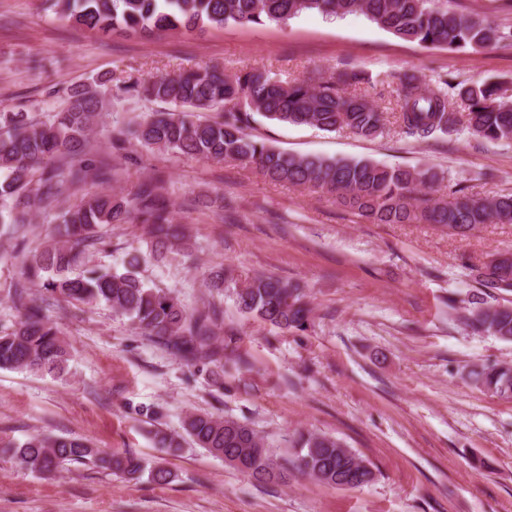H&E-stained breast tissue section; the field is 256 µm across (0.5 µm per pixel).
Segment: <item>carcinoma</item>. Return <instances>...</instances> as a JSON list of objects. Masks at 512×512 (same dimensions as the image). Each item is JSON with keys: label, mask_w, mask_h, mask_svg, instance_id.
Wrapping results in <instances>:
<instances>
[{"label": "carcinoma", "mask_w": 512, "mask_h": 512, "mask_svg": "<svg viewBox=\"0 0 512 512\" xmlns=\"http://www.w3.org/2000/svg\"><path fill=\"white\" fill-rule=\"evenodd\" d=\"M55 13L98 34L222 29L227 24L286 23L306 12L336 17L360 12L394 36L425 47L494 48L512 40V30L448 8V0H47ZM364 77L343 70L318 82H282L253 67L226 75L217 67L128 79L118 87L125 99L159 101L176 112L158 111L102 144L94 138L110 103L97 79L68 89L61 108L44 120L28 112H0V236L23 241L33 217L54 206V234L24 265L9 287L19 319L0 332V370H25L62 377L70 348L45 302L105 305L127 317L135 329L164 346L187 365L205 372L224 390V359L235 353L234 335L224 334V310L213 304L188 311L163 288L147 286L140 260L163 262L172 254L189 256L193 244L175 223L173 204L163 195L165 174L157 170L137 182L129 195L101 191L68 203L71 190L112 180V151L125 143L154 152H176L198 160L253 165L266 179L336 196V201L376 224H436L466 235L482 224H512V195L477 196L461 187L452 200L428 190L444 175L432 168H388L369 159H333L284 153L247 133L253 114L281 124L309 125L324 131L348 129L364 138L384 133L385 112L350 91ZM218 109L221 119L202 121L194 113ZM395 123L419 139L436 138L465 126L468 134L491 142L512 141V101L490 80L459 83L455 94L427 89L413 73L398 78ZM209 204L221 222L238 220L234 201L215 195ZM137 224L146 252L132 257L124 271L92 264L105 244L103 229ZM476 283L468 295L469 326L512 341V304H492L495 292L512 290V253L498 254L484 268H470ZM38 289L41 298L32 296ZM239 310L280 329L303 331L312 309L299 285L256 275L235 288ZM476 387L512 399V366L484 364L468 370ZM183 433L158 429L154 444L176 455L189 440L259 484L284 482L288 467L330 486L359 488L375 478L372 464L338 439L300 431L289 440L293 458L281 462L264 437L248 423L209 413H190ZM21 465L52 473L65 465H92L129 480L147 473L165 483L172 473L147 468L133 455H112L79 437L36 434L0 445Z\"/></svg>", "instance_id": "cac0c4a2"}]
</instances>
